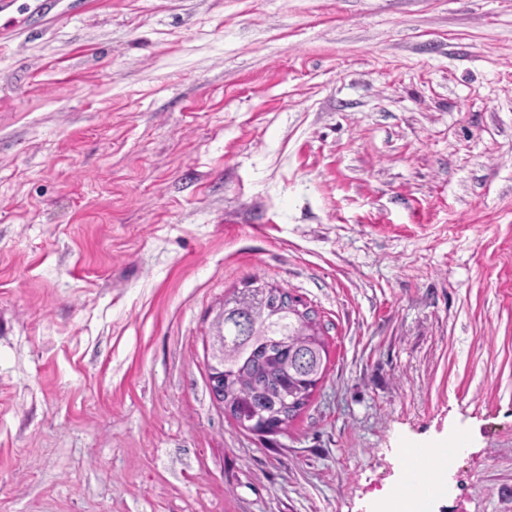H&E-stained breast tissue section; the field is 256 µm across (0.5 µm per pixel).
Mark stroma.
Segmentation results:
<instances>
[{
	"instance_id": "obj_1",
	"label": "stroma",
	"mask_w": 512,
	"mask_h": 512,
	"mask_svg": "<svg viewBox=\"0 0 512 512\" xmlns=\"http://www.w3.org/2000/svg\"><path fill=\"white\" fill-rule=\"evenodd\" d=\"M315 310L277 432L213 402L226 297ZM512 512V0L0 11V512ZM445 484L436 469L413 490L408 512H429L431 503L438 496L445 492Z\"/></svg>"
}]
</instances>
